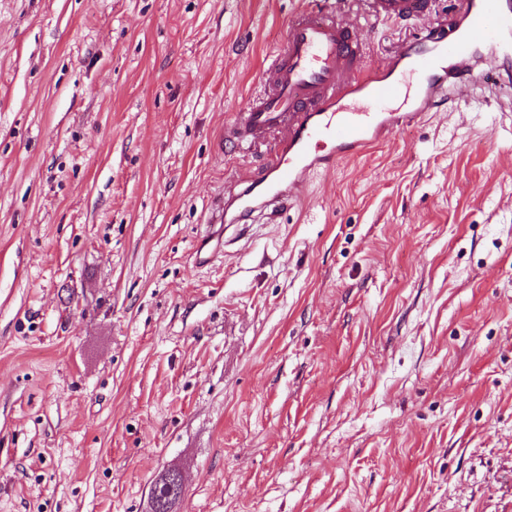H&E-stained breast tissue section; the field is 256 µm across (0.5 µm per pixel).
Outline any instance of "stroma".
<instances>
[{
  "label": "stroma",
  "instance_id": "1",
  "mask_svg": "<svg viewBox=\"0 0 512 512\" xmlns=\"http://www.w3.org/2000/svg\"><path fill=\"white\" fill-rule=\"evenodd\" d=\"M305 0H0V512H512V117L482 94L197 258ZM381 64L416 23L332 0ZM159 486H167L168 494L162 499H152L151 512H172V506L184 495V477L177 468H168L157 477Z\"/></svg>",
  "mask_w": 512,
  "mask_h": 512
}]
</instances>
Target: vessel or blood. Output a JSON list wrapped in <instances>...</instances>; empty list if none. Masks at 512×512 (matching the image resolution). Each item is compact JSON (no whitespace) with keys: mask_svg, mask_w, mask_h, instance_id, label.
<instances>
[{"mask_svg":"<svg viewBox=\"0 0 512 512\" xmlns=\"http://www.w3.org/2000/svg\"><path fill=\"white\" fill-rule=\"evenodd\" d=\"M370 18L415 21L429 0H363ZM512 40V0H457L454 17L431 25L375 68H363V49L351 25L321 0H310L291 21L271 88L225 130L241 149L275 132L279 138L261 168L220 201L214 229L198 251L214 253L223 230L276 213L299 195L311 174L361 153L428 112L458 101L461 89L482 87L512 103V68L484 57L481 45ZM413 75L405 83L403 74Z\"/></svg>","mask_w":512,"mask_h":512,"instance_id":"b4317fda","label":"vessel or blood"}]
</instances>
